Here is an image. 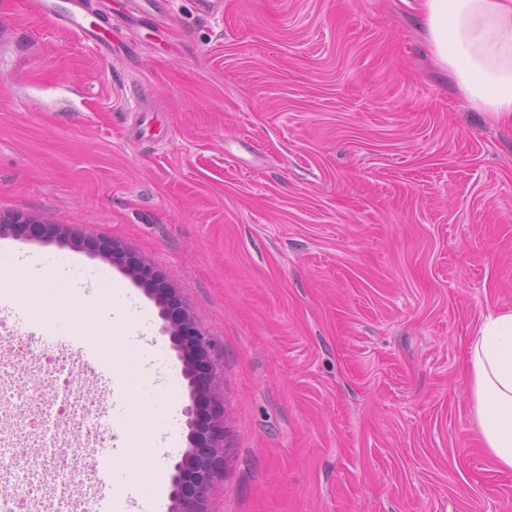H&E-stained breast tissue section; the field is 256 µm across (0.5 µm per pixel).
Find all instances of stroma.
I'll use <instances>...</instances> for the list:
<instances>
[{
	"label": "stroma",
	"instance_id": "obj_1",
	"mask_svg": "<svg viewBox=\"0 0 512 512\" xmlns=\"http://www.w3.org/2000/svg\"><path fill=\"white\" fill-rule=\"evenodd\" d=\"M0 214L114 239L161 273L212 345L226 408L208 512H512L480 447L466 347L512 308V128L434 69L418 0H112L98 50L0 0ZM137 302L154 380L182 363ZM0 431L94 487L92 448Z\"/></svg>",
	"mask_w": 512,
	"mask_h": 512
}]
</instances>
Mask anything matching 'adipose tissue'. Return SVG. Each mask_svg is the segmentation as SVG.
I'll return each instance as SVG.
<instances>
[{"mask_svg": "<svg viewBox=\"0 0 512 512\" xmlns=\"http://www.w3.org/2000/svg\"><path fill=\"white\" fill-rule=\"evenodd\" d=\"M427 50L472 110L512 125V0H421ZM481 444L512 470V309L482 315L467 344Z\"/></svg>", "mask_w": 512, "mask_h": 512, "instance_id": "ef3b65f1", "label": "adipose tissue"}]
</instances>
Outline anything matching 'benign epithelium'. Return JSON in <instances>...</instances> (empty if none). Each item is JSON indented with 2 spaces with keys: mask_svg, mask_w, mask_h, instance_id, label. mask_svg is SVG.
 Returning a JSON list of instances; mask_svg holds the SVG:
<instances>
[{
  "mask_svg": "<svg viewBox=\"0 0 512 512\" xmlns=\"http://www.w3.org/2000/svg\"><path fill=\"white\" fill-rule=\"evenodd\" d=\"M0 236L50 238L62 246L89 249L123 267L156 302L172 348L182 361V374L190 394V404L184 409L189 448L173 465L170 512H207L210 486L224 467L226 410L217 393V376L210 357L211 343L176 291L120 243L81 240L64 224H45L29 217L0 215Z\"/></svg>",
  "mask_w": 512,
  "mask_h": 512,
  "instance_id": "1",
  "label": "benign epithelium"
}]
</instances>
